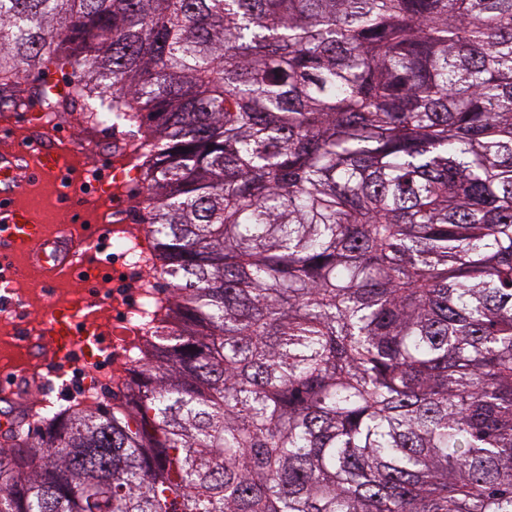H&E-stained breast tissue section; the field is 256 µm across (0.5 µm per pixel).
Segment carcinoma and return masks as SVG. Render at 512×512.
<instances>
[{"instance_id":"carcinoma-1","label":"carcinoma","mask_w":512,"mask_h":512,"mask_svg":"<svg viewBox=\"0 0 512 512\" xmlns=\"http://www.w3.org/2000/svg\"><path fill=\"white\" fill-rule=\"evenodd\" d=\"M55 60L172 285L0 512H512V0H0Z\"/></svg>"}]
</instances>
